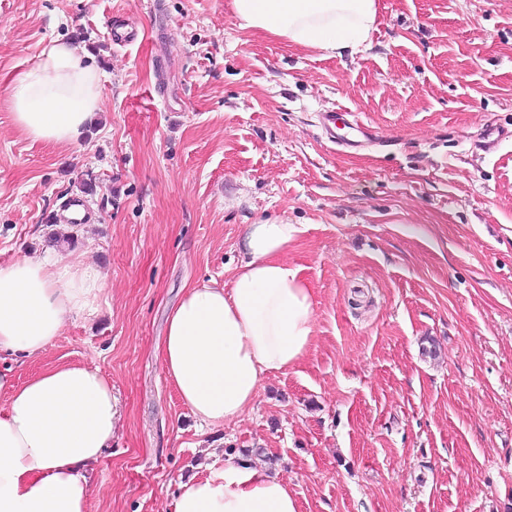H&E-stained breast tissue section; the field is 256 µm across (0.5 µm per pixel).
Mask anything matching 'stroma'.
Returning a JSON list of instances; mask_svg holds the SVG:
<instances>
[{
  "label": "stroma",
  "mask_w": 512,
  "mask_h": 512,
  "mask_svg": "<svg viewBox=\"0 0 512 512\" xmlns=\"http://www.w3.org/2000/svg\"><path fill=\"white\" fill-rule=\"evenodd\" d=\"M355 56L242 28L229 0H0V266L60 247L105 278L26 380L112 384L93 512H168L210 453L287 483L299 512H512V0H377ZM71 42L102 74L79 146L15 125L12 79ZM374 128L345 153L317 115ZM95 178L88 193L83 181ZM296 224L314 294L301 360L200 427L160 360L186 287H230L245 225Z\"/></svg>",
  "instance_id": "obj_1"
}]
</instances>
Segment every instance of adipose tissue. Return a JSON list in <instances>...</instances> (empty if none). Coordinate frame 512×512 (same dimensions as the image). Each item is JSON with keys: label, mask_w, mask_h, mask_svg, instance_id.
I'll return each mask as SVG.
<instances>
[{"label": "adipose tissue", "mask_w": 512, "mask_h": 512, "mask_svg": "<svg viewBox=\"0 0 512 512\" xmlns=\"http://www.w3.org/2000/svg\"><path fill=\"white\" fill-rule=\"evenodd\" d=\"M243 28L336 54L357 50L378 22L376 0H230ZM101 76L71 43H47L11 82L16 126L56 145L81 143L102 108ZM295 224H250L230 288L187 289L171 310L162 367L206 426L242 419L262 379L295 365L313 333L314 300L289 265ZM104 290L81 257H24L0 266V355L40 357L68 318L92 314ZM112 385L99 370L45 367L24 382L0 373V512H91L88 471L112 444ZM173 512H298L286 483L248 460H216L179 486Z\"/></svg>", "instance_id": "obj_1"}]
</instances>
